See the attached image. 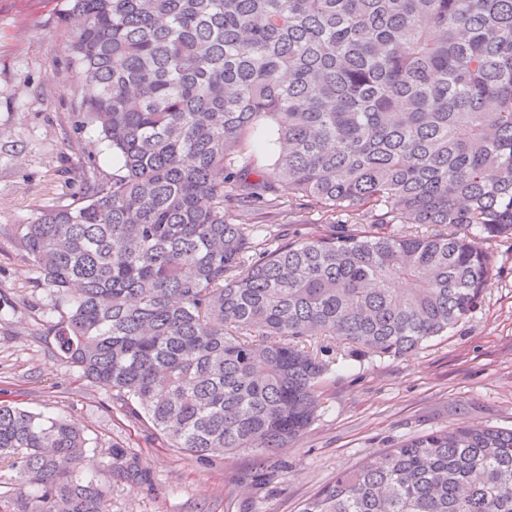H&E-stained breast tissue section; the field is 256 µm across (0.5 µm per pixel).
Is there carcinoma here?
Instances as JSON below:
<instances>
[{"label": "carcinoma", "mask_w": 512, "mask_h": 512, "mask_svg": "<svg viewBox=\"0 0 512 512\" xmlns=\"http://www.w3.org/2000/svg\"><path fill=\"white\" fill-rule=\"evenodd\" d=\"M69 2L77 106L117 166L12 236L66 305L68 362L170 446L286 448L328 371L308 338L402 357L481 306L484 243L512 239V0ZM245 198L291 220L263 240ZM89 443L0 403L10 512H109ZM302 512H512V430L400 441ZM274 126L263 123L257 126L248 138V150L254 159L256 168L262 170L271 167L277 157L278 149L273 145Z\"/></svg>", "instance_id": "obj_1"}]
</instances>
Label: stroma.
I'll list each match as a JSON object with an SVG mask.
<instances>
[{
  "instance_id": "stroma-1",
  "label": "stroma",
  "mask_w": 512,
  "mask_h": 512,
  "mask_svg": "<svg viewBox=\"0 0 512 512\" xmlns=\"http://www.w3.org/2000/svg\"><path fill=\"white\" fill-rule=\"evenodd\" d=\"M65 6L0 0V401L80 423L111 512H301L339 471L404 439L462 425L512 430V244L499 241L480 308L448 334L401 358L333 342L315 421L272 454L197 459L82 378L58 349L55 297L10 234L38 209L70 203L75 167L92 159L112 172L111 151L76 109Z\"/></svg>"
}]
</instances>
